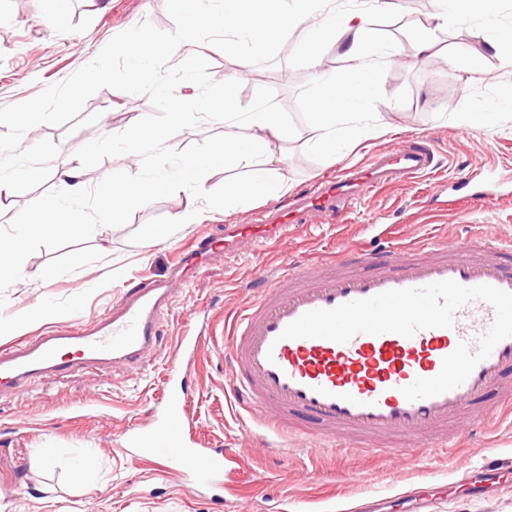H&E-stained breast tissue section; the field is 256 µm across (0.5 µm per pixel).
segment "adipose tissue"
Returning a JSON list of instances; mask_svg holds the SVG:
<instances>
[{
	"label": "adipose tissue",
	"instance_id": "adipose-tissue-1",
	"mask_svg": "<svg viewBox=\"0 0 512 512\" xmlns=\"http://www.w3.org/2000/svg\"><path fill=\"white\" fill-rule=\"evenodd\" d=\"M174 7L178 23L168 44L152 45L134 35L121 46V54L129 60L125 84L167 96V85L153 76L154 63L161 58L172 59L185 34L198 28L222 30L225 52L235 54L243 61L252 51L274 44L286 30L297 28L304 34L301 48L319 87L317 95L309 102L318 116L309 136L312 145L324 157L333 160L343 153L344 145L354 131H376L377 125L366 105L378 90L380 71L391 62L392 51L364 15L338 12L335 0H223V9L217 15L204 13L197 0H174ZM338 34L345 39L344 49L350 65L339 73L323 72L320 69V49ZM169 104L172 112L166 128H148V140L168 141L170 128L186 121L187 109L206 111L220 106L228 119L232 118L234 111L232 102H221L215 96L195 95L186 101L170 98ZM243 115L245 135H225L214 145L210 155L192 159L186 166L187 186L201 190L209 168L214 160L220 159L225 169L243 168L248 172L245 180L225 183V203L264 194L272 184L276 185L278 193H287V181L277 180L265 158L268 145L287 138L283 120L270 108L261 105L245 107ZM54 174L60 187L59 202L36 203L17 224L15 234L0 241V280L21 275L20 257L30 233L49 237L65 227L77 235L84 233V225L70 221V205L80 201L84 192L79 156L67 149L60 150ZM159 185L156 178L148 181L134 177L109 180L108 192L99 205L103 221L120 223L129 204L147 202Z\"/></svg>",
	"mask_w": 512,
	"mask_h": 512
}]
</instances>
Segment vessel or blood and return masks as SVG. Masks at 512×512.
Here are the masks:
<instances>
[{"mask_svg": "<svg viewBox=\"0 0 512 512\" xmlns=\"http://www.w3.org/2000/svg\"><path fill=\"white\" fill-rule=\"evenodd\" d=\"M428 136L419 143L371 155L342 177L319 183L295 209L281 216L255 217L246 230L269 240L286 236L296 214L330 212L340 221L338 201L371 189L413 181L434 160ZM260 287L234 315L226 337L231 363L228 395L262 432L266 447L287 448L292 440H315L333 449L387 455L412 438L423 453L455 447L456 425L467 419L472 432L484 430L496 410L512 412V401L486 407L487 394L512 374V338L499 342L459 387L410 401L404 387L439 374L459 342L478 350L495 320L488 303L460 308L449 328H430L412 337L396 333L358 334L348 342L326 338L285 339L281 333L304 313L332 309L377 294L453 280L466 287L490 285L512 292V243L489 248L485 232L452 244L413 243L382 256L352 248L307 265L261 271ZM172 303L171 283L148 281L128 288L109 311L70 321L30 340L0 349V392H26L36 378H64L77 369L116 363L138 364L157 348L160 321ZM211 320L197 313L184 322L176 341L181 366L170 374L163 409L151 434H130L129 445L159 454L168 467L194 469L199 480L215 481L221 461H205V449L186 437L188 418L181 385Z\"/></svg>", "mask_w": 512, "mask_h": 512, "instance_id": "b4317fda", "label": "vessel or blood"}]
</instances>
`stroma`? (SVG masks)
<instances>
[{
    "label": "stroma",
    "instance_id": "35a3bbf8",
    "mask_svg": "<svg viewBox=\"0 0 512 512\" xmlns=\"http://www.w3.org/2000/svg\"><path fill=\"white\" fill-rule=\"evenodd\" d=\"M394 2L391 9L383 0L360 5L394 54L367 106L383 133L359 135L333 163L308 144V102L315 88L299 50V32L254 52L245 68L225 52L223 33L193 32L181 52L199 94L227 91L239 105L261 103L282 114L289 141L283 148L272 145L268 154L290 190L225 209L226 174L216 165L197 195L185 188L157 192L146 203L129 206L121 224L102 231L97 226L106 191L102 173L142 180L156 171L175 173L223 138L224 117L197 114L168 142L147 144L153 170L132 172L127 139L142 124H164L167 107L136 88L118 91L111 78L122 75L128 61L117 48L134 28L149 41H167L174 29L171 0H66L50 24L45 21L50 0H0V114L6 116L0 123V154L15 157L28 171L13 180L11 206L0 212V237L13 234L32 201L57 199L53 167L64 144L83 159L85 196L74 206L73 220L87 227L79 237L62 230L47 241L32 239L22 277L0 280V325L7 328L0 347L107 311L140 279L172 280L181 246L202 234L215 240L203 266L184 271L185 287L161 324L155 358L137 368L80 371L59 382L42 379L28 394L0 397V512H346L361 496H393L433 481L457 485L442 512H512V417L491 422L480 436L460 426L457 445L445 456L415 450L392 456L333 453L316 441L269 454L245 429L246 413L224 396L230 375L226 319L255 289L260 265L282 260L304 265L355 245L379 251L452 238L467 224L485 225L491 239L512 241V108L492 106L498 90L512 84V66L490 49L491 31L476 8L463 21L435 31L437 53L425 65H415L413 40L435 2ZM234 69L239 77L225 83V71ZM95 71L105 78L92 94H84L82 83ZM467 101L486 112L461 128L455 118ZM29 107L38 109V122H27ZM424 134L432 139L434 161L418 184H392L367 194L346 205L343 223L313 216L294 225L287 239L243 241L237 255L225 256V225L248 223L262 212L280 213L318 182L383 147L418 143ZM489 179L506 183L509 194L487 211L473 193ZM191 198L208 211V219L175 225L174 214ZM377 218L389 224V238L377 239L369 231ZM145 224L166 225L170 232L152 241L140 232ZM41 305L51 309L50 318L17 324V317ZM187 307L209 310L216 326L215 335L201 341L188 371L186 410L191 436L223 449L231 461L220 498L161 471L152 456L132 457L125 445L128 429L146 432L154 422L166 374L178 364L175 341ZM491 456L503 463L494 496H465L461 487L468 471Z\"/></svg>",
    "mask_w": 512,
    "mask_h": 512
}]
</instances>
